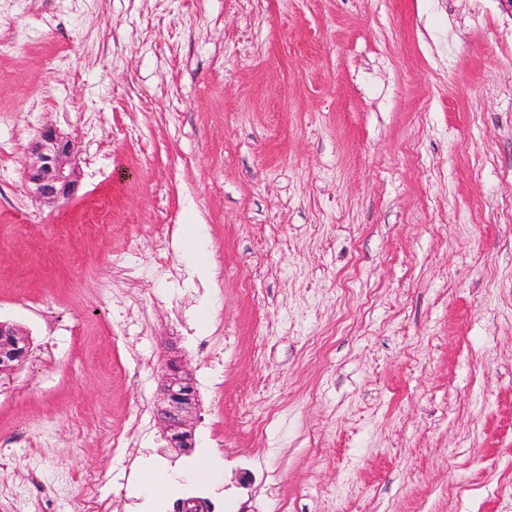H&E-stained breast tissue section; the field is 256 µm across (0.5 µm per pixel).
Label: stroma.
I'll use <instances>...</instances> for the list:
<instances>
[{"mask_svg": "<svg viewBox=\"0 0 512 512\" xmlns=\"http://www.w3.org/2000/svg\"><path fill=\"white\" fill-rule=\"evenodd\" d=\"M2 40L0 319L32 352L0 380V512H75L90 470L137 512L143 464L205 448L223 482L161 512H512L498 0H0ZM47 125L84 171L58 207L23 180ZM173 349L186 451L153 417ZM186 233L189 236H191L193 240V246L191 250L193 255L194 267L199 275L207 276L209 271L208 254L200 244L201 230L199 228V225L191 224V226L187 229ZM155 416L168 448H192L200 400L192 374L178 352L165 360L159 375Z\"/></svg>", "mask_w": 512, "mask_h": 512, "instance_id": "stroma-1", "label": "stroma"}]
</instances>
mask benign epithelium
<instances>
[{"instance_id":"1","label":"benign epithelium","mask_w":512,"mask_h":512,"mask_svg":"<svg viewBox=\"0 0 512 512\" xmlns=\"http://www.w3.org/2000/svg\"><path fill=\"white\" fill-rule=\"evenodd\" d=\"M29 161L23 178L29 194L54 204L73 198L79 187L81 168L74 143L55 128H44L28 147ZM30 336L17 325L0 320V380L14 374L27 360ZM160 399L155 416L170 448L193 446L195 420L200 400L192 374L178 352L162 365Z\"/></svg>"}]
</instances>
